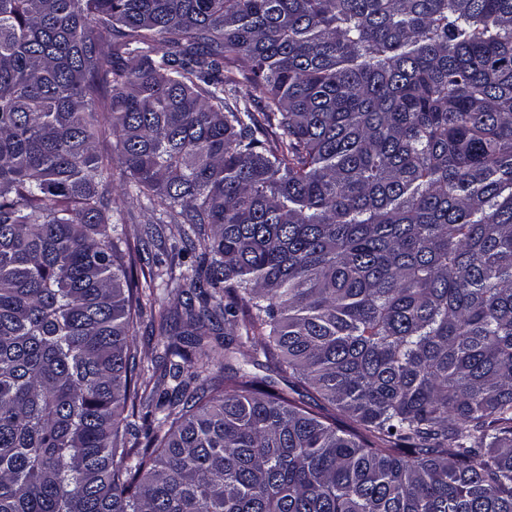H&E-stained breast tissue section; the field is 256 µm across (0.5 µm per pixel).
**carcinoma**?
I'll list each match as a JSON object with an SVG mask.
<instances>
[{
  "instance_id": "cac0c4a2",
  "label": "carcinoma",
  "mask_w": 512,
  "mask_h": 512,
  "mask_svg": "<svg viewBox=\"0 0 512 512\" xmlns=\"http://www.w3.org/2000/svg\"><path fill=\"white\" fill-rule=\"evenodd\" d=\"M0 512H512V0H0ZM126 209L128 212L125 216L126 223L124 227L131 246L134 249L133 258L137 273L142 278V271H144L147 276L150 270L153 272H157V270L165 271L170 263L171 246L175 244L178 248L182 246L176 230L173 229L172 233H170L168 229L166 230L165 243L162 244L161 248L158 246L159 242H157L155 246H153V244H149L147 247L142 246V239L145 238L143 232L144 228L146 224L149 223V220H151L150 213L145 209L144 205H139L136 202L134 204H127ZM167 254H169V257H167ZM158 259H162L165 262L158 265L156 264ZM136 345L143 365L149 369V378L153 374V367L162 364L160 357L164 356V338L153 331L147 318L140 325Z\"/></svg>"
}]
</instances>
